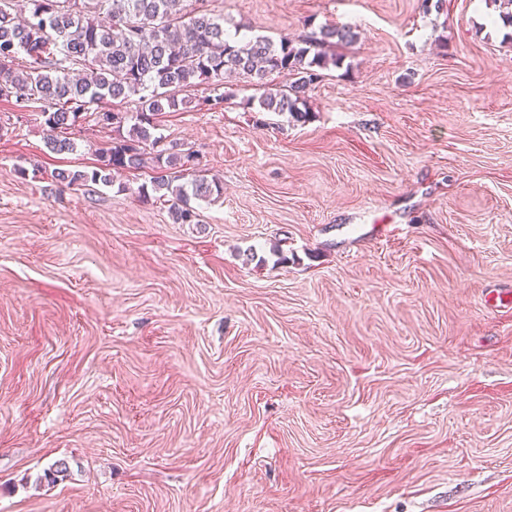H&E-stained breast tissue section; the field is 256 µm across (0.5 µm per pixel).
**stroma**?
<instances>
[{"mask_svg":"<svg viewBox=\"0 0 512 512\" xmlns=\"http://www.w3.org/2000/svg\"><path fill=\"white\" fill-rule=\"evenodd\" d=\"M420 3L208 0L358 38L306 123L283 73L162 119L224 184L194 224L0 100V512H512V28Z\"/></svg>","mask_w":512,"mask_h":512,"instance_id":"35a3bbf8","label":"stroma"}]
</instances>
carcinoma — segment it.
<instances>
[{
    "label": "carcinoma",
    "mask_w": 512,
    "mask_h": 512,
    "mask_svg": "<svg viewBox=\"0 0 512 512\" xmlns=\"http://www.w3.org/2000/svg\"><path fill=\"white\" fill-rule=\"evenodd\" d=\"M186 2L27 0L24 15L14 0H0V99L41 104L47 144L65 153L75 150L66 130L86 110L95 107L94 121L118 130L127 116L114 102L137 98L136 122L98 150L94 168L59 169L52 177L67 187L111 186L112 172L150 162L154 176L139 187V197L168 199L175 221L192 224L197 213L190 200L218 198L222 187L199 173L195 152L156 134L160 116L189 104L178 93L207 86L213 94L197 99L195 108L211 111L224 105L226 74L262 81L286 73L288 92L261 99L259 111L305 123L307 96L321 71L342 65V56L329 48L355 42L357 33L341 24L277 44L264 36L240 39L224 28V16L201 6L204 0H194L198 6L191 9ZM37 46L34 58L30 50Z\"/></svg>",
    "instance_id": "1"
}]
</instances>
